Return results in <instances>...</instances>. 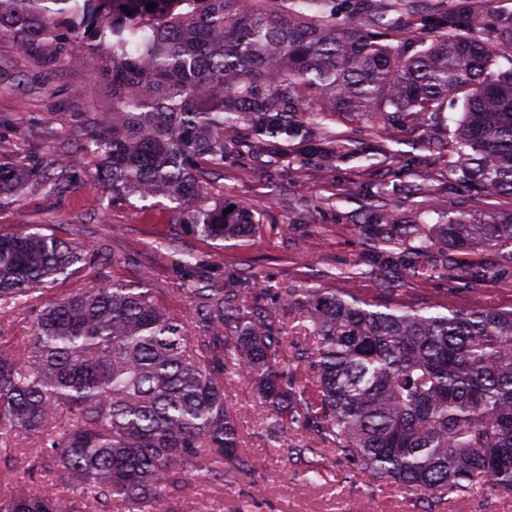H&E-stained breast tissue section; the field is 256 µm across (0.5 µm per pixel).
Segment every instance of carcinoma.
Here are the masks:
<instances>
[{"label":"carcinoma","instance_id":"1","mask_svg":"<svg viewBox=\"0 0 512 512\" xmlns=\"http://www.w3.org/2000/svg\"><path fill=\"white\" fill-rule=\"evenodd\" d=\"M348 8L338 23L335 0H0V35L22 53L52 40L55 56L74 65L87 41L104 48L94 74L112 118L82 139L97 160L94 186L174 203L178 221L206 239H243L260 224L216 198L210 182L238 152L242 123L286 135L302 115L318 125L335 112L434 120L458 98L450 135L465 176L512 196V67H498L489 40L463 32L465 20L453 16L411 54L383 42V17L401 4L350 0ZM62 26L80 40L59 34ZM34 177L0 163V205ZM68 178L57 158L43 180L58 189ZM439 241L448 245L439 271L478 281L482 266L456 254H502L512 212L483 222L461 213L430 232L410 224L379 239L369 270L379 292H390L391 268L420 269ZM102 255L101 246L39 230L0 236V322L36 314L30 335L0 337V468H12L28 440L32 469L55 471L72 493L64 500L17 483L0 496V512H110L114 504L177 512L171 504L191 477L247 470L228 404L238 375L269 405V435L304 432L284 452L316 479L328 476L320 460L333 454L437 504L483 492L512 497V309H415L288 288L295 342L277 315L254 317L232 282L184 284L190 328L143 282L46 296ZM286 357L295 366L285 383Z\"/></svg>","mask_w":512,"mask_h":512}]
</instances>
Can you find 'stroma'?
<instances>
[{
	"label": "stroma",
	"instance_id": "35a3bbf8",
	"mask_svg": "<svg viewBox=\"0 0 512 512\" xmlns=\"http://www.w3.org/2000/svg\"><path fill=\"white\" fill-rule=\"evenodd\" d=\"M476 17L503 58L512 45L499 31L512 26V0H430L428 8L408 7L385 20L388 41L412 48L435 38L439 16ZM98 52L86 53L82 66L45 63L38 54H21L14 41L0 37V162L45 168L56 157L71 165L72 182L48 191L33 181L17 201L0 206V235L29 226L45 227L62 239L103 245L102 267L53 284L51 296L115 280L147 281L158 306L192 321L178 294L189 277L181 265L190 251L208 287H223L240 276L256 306H279L277 288H333L363 298L376 297L372 279L354 276L368 269L371 246L406 224L429 228L459 212L475 217L512 210V197L487 195L462 172L455 150L437 152L447 139L444 127L404 119L369 124L335 113L324 121L331 156L312 151L304 132L272 135L241 125L244 146L227 157L215 180L217 197L260 215L262 224L243 240L211 241L174 219L166 202L136 197L113 201L93 187L97 163L76 144L90 123L103 119L110 102L94 76ZM472 261L486 268L471 284L424 271L394 280L395 299L422 308L435 303L473 307H512V264L487 253ZM247 443L249 475L202 482L180 505V512H427L413 493L381 483L365 470L329 455L327 480L309 481L306 472L277 453L262 422L265 407L249 380L237 381L229 398Z\"/></svg>",
	"mask_w": 512,
	"mask_h": 512
}]
</instances>
